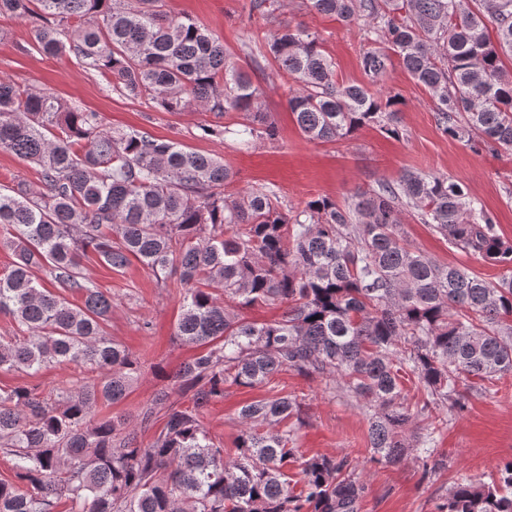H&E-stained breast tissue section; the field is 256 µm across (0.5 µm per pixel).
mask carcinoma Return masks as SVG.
Listing matches in <instances>:
<instances>
[{
    "label": "carcinoma",
    "mask_w": 512,
    "mask_h": 512,
    "mask_svg": "<svg viewBox=\"0 0 512 512\" xmlns=\"http://www.w3.org/2000/svg\"><path fill=\"white\" fill-rule=\"evenodd\" d=\"M37 2L52 20L36 35L43 54L68 53L164 112H240L245 148L275 136L264 89L194 19L161 12L159 0ZM304 2L385 43L362 54L368 83L340 84L317 34L298 23L270 35L259 55L294 80L288 106L306 139L338 141L370 124L400 138L399 97L373 90L395 56L431 94L442 134L512 151L504 62L512 60V0ZM284 6L249 0L248 14L267 21ZM0 151L40 170L36 188L0 191V245L14 257L0 276V314L26 332L0 339V368L32 374L75 363L104 372L52 397L25 386L0 394V452L13 462V479L0 481V512H54L62 502L68 512H360L366 485L347 458L295 448L296 400L243 406L229 460L200 408L288 370L341 381L368 411L370 450L382 464L408 455L410 427L427 416L419 444L432 473L434 435L447 425L435 405L461 413L485 390L467 382L512 373V244L445 174L405 170L348 204L318 197L291 211L265 185L226 194L234 174L220 159L146 132L105 130L96 113L2 76ZM405 207L504 274L487 281L413 248ZM89 248L113 270L134 257L163 284L177 275L175 336L201 347L176 375L193 406H168L147 445L124 418H94L98 404L126 397L141 361L103 333L112 296L81 272ZM37 271L80 303L42 286ZM251 305L283 312L262 324L240 320L235 308ZM407 372L417 379L412 396L401 383ZM438 512H512V461L489 483L459 479Z\"/></svg>",
    "instance_id": "cac0c4a2"
}]
</instances>
